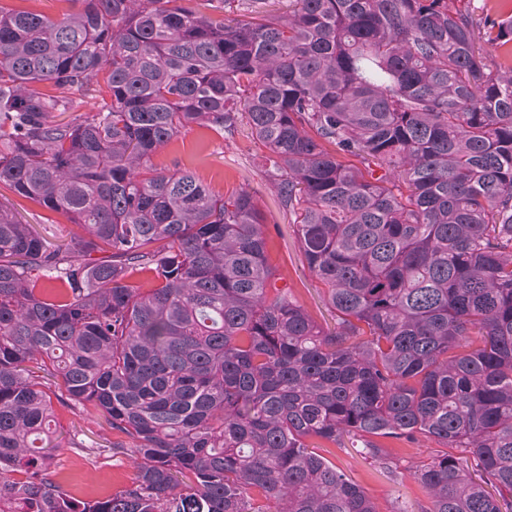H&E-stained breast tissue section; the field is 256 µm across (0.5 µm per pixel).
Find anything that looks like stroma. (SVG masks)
Listing matches in <instances>:
<instances>
[{
  "label": "stroma",
  "mask_w": 512,
  "mask_h": 512,
  "mask_svg": "<svg viewBox=\"0 0 512 512\" xmlns=\"http://www.w3.org/2000/svg\"><path fill=\"white\" fill-rule=\"evenodd\" d=\"M262 154L261 146L250 137L247 129L223 138L208 128L191 125L154 154L151 164L165 172L177 168L192 171L212 191L220 194L242 188L251 191L268 217L270 260L277 267L282 283L288 285L293 297L316 319H326L323 287L302 260L291 217L263 172ZM0 202L10 207L23 222L34 225L51 242L67 239L77 230L64 214L22 198L3 186H0ZM53 409L57 428L66 441L56 452L52 468L65 489L81 499L92 500L132 482L137 469L131 453L114 455L110 452L117 434L102 424L92 411L75 409L58 401L54 402ZM74 438L92 446V453L71 447L70 441ZM430 448V441L424 439L416 443L389 442V453L402 464L401 469L392 474L353 448H333L331 459L364 489L380 512H421L427 497L408 466L426 459Z\"/></svg>",
  "instance_id": "35a3bbf8"
}]
</instances>
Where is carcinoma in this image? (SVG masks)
<instances>
[{
	"label": "carcinoma",
	"mask_w": 512,
	"mask_h": 512,
	"mask_svg": "<svg viewBox=\"0 0 512 512\" xmlns=\"http://www.w3.org/2000/svg\"><path fill=\"white\" fill-rule=\"evenodd\" d=\"M77 2L0 10V185L82 229L0 204V512H378L321 450L394 472L382 438L439 445L422 512H512V10ZM192 124L266 149L334 324L277 286L252 192L151 166ZM54 398L128 439L130 485L53 478ZM0 7L5 11L26 10L62 20L75 6L70 0H0ZM0 202L10 207L23 222L33 224L44 238L53 243L69 238L72 233L81 232L64 214L22 198L3 185L0 186Z\"/></svg>",
	"instance_id": "carcinoma-1"
}]
</instances>
